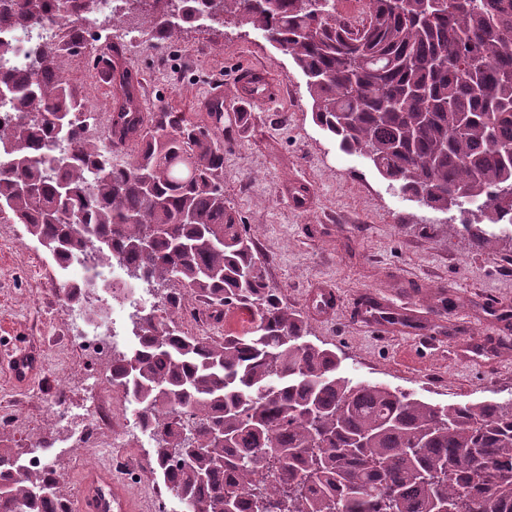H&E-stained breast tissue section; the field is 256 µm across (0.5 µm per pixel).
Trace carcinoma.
Wrapping results in <instances>:
<instances>
[{
	"label": "carcinoma",
	"instance_id": "obj_1",
	"mask_svg": "<svg viewBox=\"0 0 512 512\" xmlns=\"http://www.w3.org/2000/svg\"><path fill=\"white\" fill-rule=\"evenodd\" d=\"M361 33L335 0H124L161 41L200 20L252 26L305 76L313 120L365 158L398 193L457 207L464 239L493 244L484 224L512 226V0H368ZM103 0H0V24L41 42L0 40V221L55 243V261L92 270L124 261L123 290L164 287V315L134 321L137 347L112 359V386L133 401L154 459L184 512H512V399L438 407L339 373L336 351L305 340L306 321L266 283L265 258L224 199V149L179 112L142 122L129 75L112 68L120 111L111 142L122 168L87 136L96 120L56 66L82 47L66 17ZM22 53L21 73L7 64ZM478 215L464 214L465 202ZM66 210L77 223L59 224ZM208 299L255 310L243 336H189L171 315ZM182 450L174 454L171 449ZM56 474L0 448V512H51Z\"/></svg>",
	"mask_w": 512,
	"mask_h": 512
}]
</instances>
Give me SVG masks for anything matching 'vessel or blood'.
<instances>
[{"label":"vessel or blood","instance_id":"obj_1","mask_svg":"<svg viewBox=\"0 0 512 512\" xmlns=\"http://www.w3.org/2000/svg\"><path fill=\"white\" fill-rule=\"evenodd\" d=\"M235 86L238 100L249 103L259 99L274 101L282 95L281 83L267 71L254 67L242 68L236 75ZM6 369L17 384L28 382L34 374L33 365L21 350L11 354ZM115 470L112 464L82 469L74 512H139L125 483L116 478Z\"/></svg>","mask_w":512,"mask_h":512}]
</instances>
